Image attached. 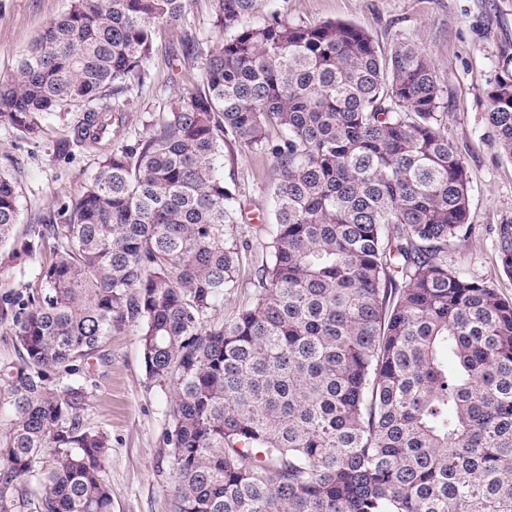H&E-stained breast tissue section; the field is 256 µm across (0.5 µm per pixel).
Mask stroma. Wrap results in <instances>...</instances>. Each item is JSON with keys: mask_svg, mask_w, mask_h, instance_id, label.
Listing matches in <instances>:
<instances>
[{"mask_svg": "<svg viewBox=\"0 0 512 512\" xmlns=\"http://www.w3.org/2000/svg\"><path fill=\"white\" fill-rule=\"evenodd\" d=\"M70 0H0V79L16 72L23 51ZM213 0H191L187 12L164 23L145 65L143 80L116 96L123 137L139 136L150 116L169 111L176 95L200 83L204 56L225 38L213 26ZM316 25L343 20L366 30L382 50L404 42L427 53L443 88L445 132L469 179L468 234L448 244V264L512 300V276L498 252L500 225L512 224V158L504 155L488 120L486 91L504 60L512 58V0H256L254 21L271 15ZM80 109L47 112L42 133L21 138L0 125V169L20 190L16 242L36 246L32 256L0 264V294L36 287L49 249L38 234L50 217L79 195L98 163L120 138L60 150L73 138ZM224 181L240 202L237 235L245 248L237 286L225 294L215 320L232 317L255 293L254 272L266 258L264 225L270 224L276 172L270 158L235 141L224 145ZM90 424L112 439L105 479L112 512H169L173 491L171 458L164 442L169 427L166 395L146 373L139 330L113 332L90 359Z\"/></svg>", "mask_w": 512, "mask_h": 512, "instance_id": "obj_1", "label": "stroma"}]
</instances>
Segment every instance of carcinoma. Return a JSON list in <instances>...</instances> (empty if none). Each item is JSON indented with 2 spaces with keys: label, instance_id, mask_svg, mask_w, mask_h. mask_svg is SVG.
<instances>
[{
  "label": "carcinoma",
  "instance_id": "carcinoma-1",
  "mask_svg": "<svg viewBox=\"0 0 512 512\" xmlns=\"http://www.w3.org/2000/svg\"><path fill=\"white\" fill-rule=\"evenodd\" d=\"M214 2L229 36L202 83L99 162L39 233L40 286L0 299V512H112L86 366L125 325L170 393V512H512V302L448 266L469 190L432 60ZM187 3L71 0L0 82V123L33 138L76 106V143H100ZM487 96L512 155V65ZM229 136L278 181L254 300L218 324L241 247ZM19 198L0 171V244ZM498 250L512 275V224Z\"/></svg>",
  "mask_w": 512,
  "mask_h": 512
}]
</instances>
